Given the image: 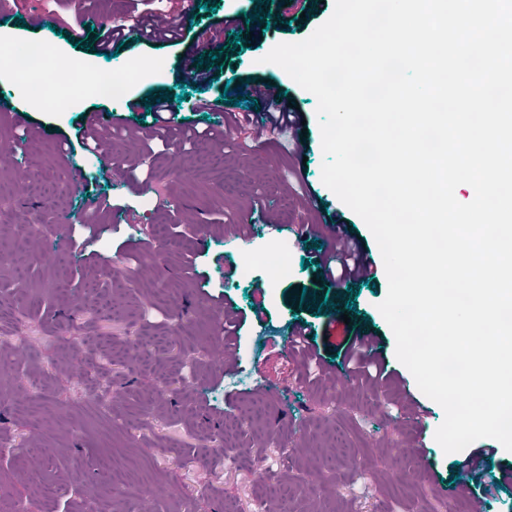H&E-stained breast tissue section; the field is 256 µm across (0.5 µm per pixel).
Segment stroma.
I'll return each mask as SVG.
<instances>
[{"mask_svg":"<svg viewBox=\"0 0 512 512\" xmlns=\"http://www.w3.org/2000/svg\"><path fill=\"white\" fill-rule=\"evenodd\" d=\"M334 6L219 0L215 12L188 15L182 41L131 38L112 59L99 56V36L148 11L168 16L169 0H86L79 11L69 0H25L18 14L0 15L12 41H44L95 68L141 65L125 100L87 95L63 109L0 76V97L12 101L0 111V432L12 438L0 512H87L101 503L140 512L147 500L153 512H471L484 487L486 512H512V482L499 480L512 451L490 438L453 453L437 443L444 411L397 359L378 309L387 277L377 243L321 180L317 98L264 60L275 45L310 36ZM35 9L50 14V26H18L17 16ZM261 11L269 28L232 46L225 17ZM78 16L88 26L81 47L67 33ZM193 50L225 56L201 89L181 77ZM229 81L273 84L297 102L304 153L285 136L227 126ZM150 91L173 94L167 130L136 118ZM98 111L119 134L93 156L80 139ZM185 127H220L224 137L185 144L174 136ZM66 141L73 149L64 155ZM116 168L126 182H114ZM143 182L151 195L140 194ZM39 210L52 222H36ZM298 224L322 233L342 226L372 259L374 277L314 283L321 250L287 234ZM275 245L293 276L256 268L264 291L250 292L242 261ZM116 265L124 276H112ZM305 292L314 301H302ZM257 300L271 316L263 336L251 315ZM349 302L356 312L335 318L333 304ZM224 308L241 318L227 334ZM299 319L310 322L311 343L284 350ZM358 335L376 341L384 377L353 372L331 384L328 372L343 368ZM256 366L272 387L261 400L250 392ZM488 447L494 454L472 480L464 462ZM249 454L256 467L243 464Z\"/></svg>","mask_w":512,"mask_h":512,"instance_id":"obj_1","label":"stroma"}]
</instances>
